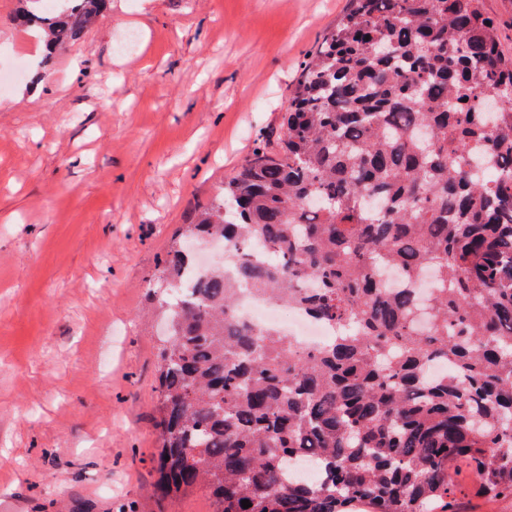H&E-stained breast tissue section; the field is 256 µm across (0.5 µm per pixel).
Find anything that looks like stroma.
<instances>
[{"mask_svg":"<svg viewBox=\"0 0 512 512\" xmlns=\"http://www.w3.org/2000/svg\"><path fill=\"white\" fill-rule=\"evenodd\" d=\"M0 0V512H213L157 489L149 289L349 0H110L45 59ZM451 512H512L461 464Z\"/></svg>","mask_w":512,"mask_h":512,"instance_id":"35a3bbf8","label":"stroma"}]
</instances>
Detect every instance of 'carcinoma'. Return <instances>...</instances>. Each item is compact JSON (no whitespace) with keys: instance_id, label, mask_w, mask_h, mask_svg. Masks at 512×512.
I'll use <instances>...</instances> for the list:
<instances>
[{"instance_id":"carcinoma-1","label":"carcinoma","mask_w":512,"mask_h":512,"mask_svg":"<svg viewBox=\"0 0 512 512\" xmlns=\"http://www.w3.org/2000/svg\"><path fill=\"white\" fill-rule=\"evenodd\" d=\"M29 2L17 19L51 55L109 0ZM204 237L233 249L230 271L187 288ZM159 282L162 493L204 485L214 512H448L461 460L511 497L512 55L482 0H351ZM241 290L337 333L297 347L235 317Z\"/></svg>"}]
</instances>
